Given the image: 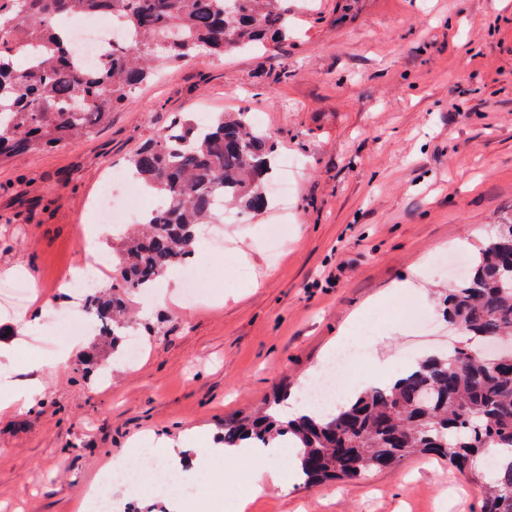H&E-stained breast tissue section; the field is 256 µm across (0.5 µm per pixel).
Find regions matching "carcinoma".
I'll use <instances>...</instances> for the list:
<instances>
[{"mask_svg":"<svg viewBox=\"0 0 512 512\" xmlns=\"http://www.w3.org/2000/svg\"><path fill=\"white\" fill-rule=\"evenodd\" d=\"M101 14L128 42L91 68L78 66L71 57L82 49L63 21ZM287 15V0H0V161L91 135L159 67L286 38ZM273 152L248 113L213 112L203 125L174 120L129 158L128 175L156 190L162 205L112 252L111 289L85 298L98 335L116 341L127 296L187 263L195 226L220 221L225 202L267 209L264 178ZM443 306L471 336L512 337V230L488 241ZM288 432L303 448L308 484L354 480L433 455L482 488L481 512H512V352L496 362L474 345L433 354L393 385L375 386ZM280 433L267 410L225 423L224 443ZM487 448L501 452L493 477L474 465Z\"/></svg>","mask_w":512,"mask_h":512,"instance_id":"1","label":"carcinoma"}]
</instances>
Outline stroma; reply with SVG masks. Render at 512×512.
Returning a JSON list of instances; mask_svg holds the SVG:
<instances>
[{"instance_id": "stroma-1", "label": "stroma", "mask_w": 512, "mask_h": 512, "mask_svg": "<svg viewBox=\"0 0 512 512\" xmlns=\"http://www.w3.org/2000/svg\"><path fill=\"white\" fill-rule=\"evenodd\" d=\"M293 31L259 51L163 68L91 136L0 164V297L26 266L44 317L0 386L35 376L32 410L0 416V512H76L115 459L143 462L164 438L199 466L191 512H237L224 461L204 439L285 398L334 343L359 342L357 373L457 340L442 288L468 277L512 218V0H288ZM253 114L294 163L287 209L226 213L223 244L197 241L216 287L189 304L128 298L135 363L109 379L31 372L65 342L53 326L80 226L109 174L172 119ZM408 282L397 290L399 282ZM480 489L443 459L410 458L360 479L265 492L247 512H480Z\"/></svg>"}]
</instances>
